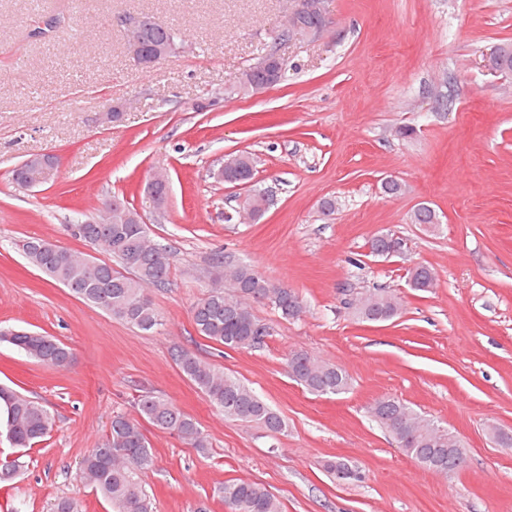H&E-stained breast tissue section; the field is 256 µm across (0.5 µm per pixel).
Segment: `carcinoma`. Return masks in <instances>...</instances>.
Returning a JSON list of instances; mask_svg holds the SVG:
<instances>
[{"label":"carcinoma","instance_id":"obj_1","mask_svg":"<svg viewBox=\"0 0 512 512\" xmlns=\"http://www.w3.org/2000/svg\"><path fill=\"white\" fill-rule=\"evenodd\" d=\"M142 18L140 37L145 54L173 39L184 42L177 28L158 25L149 14ZM264 82L263 75L244 69L224 93L252 92L254 86ZM226 161L219 173L225 182L247 184L254 178L255 161L250 153L231 154ZM247 204V214L255 219L264 213L267 198L255 191L248 196ZM413 223L432 226L439 220L434 209L422 205L414 212ZM67 228L73 237L90 247L104 249L120 269L43 238H31L22 244L21 251L28 263L114 320L143 332H153L162 326L150 289L168 284L173 257L167 247L150 237L148 226L141 223L135 208L124 202L122 208L110 211L105 224H69ZM409 283L418 291L429 292L436 287V272L421 264L409 272ZM259 302L270 305L285 320L299 317L303 310L294 291L270 287V281L249 264H232L218 257L213 265L212 286L193 306V321L205 338L228 349H247L269 335L267 325L252 310V304ZM351 306L363 321H388L398 314L401 304L395 296L377 291L357 296ZM0 339L44 365L63 367L72 358L67 345L42 333L1 329ZM173 358L181 373L224 417L253 423L270 435L286 432L283 417L236 375L182 349L174 352ZM288 372L316 396L345 394L351 387V378L344 368L306 351L290 355ZM135 408L134 415L112 416L105 438L80 461L78 478L113 504L117 512H154L152 500L138 476L140 470L153 463V451L141 421L176 434L201 452L209 448V440L193 417L152 392L139 395ZM369 412L421 468L454 475L466 466L467 451L457 436L422 417L399 398L382 396L371 404ZM54 425L53 416L40 403L0 386V432L6 433L15 447H31L47 436ZM323 468L341 482L362 479L359 469L344 459L327 460ZM217 494L228 512H282L277 498L253 481L227 480L218 487Z\"/></svg>","mask_w":512,"mask_h":512}]
</instances>
